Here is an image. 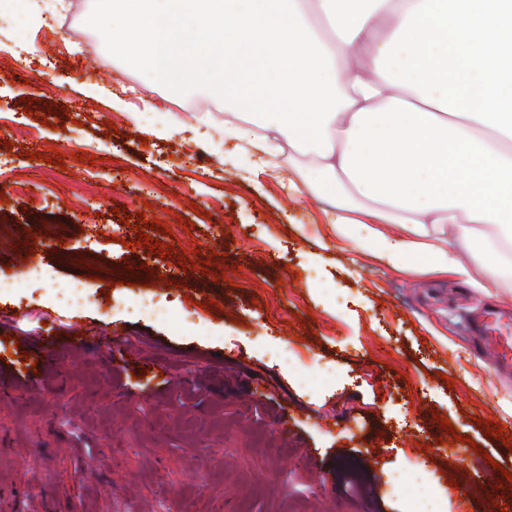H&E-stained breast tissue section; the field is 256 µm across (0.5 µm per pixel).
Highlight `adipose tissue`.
<instances>
[{
	"instance_id": "ef3b65f1",
	"label": "adipose tissue",
	"mask_w": 512,
	"mask_h": 512,
	"mask_svg": "<svg viewBox=\"0 0 512 512\" xmlns=\"http://www.w3.org/2000/svg\"><path fill=\"white\" fill-rule=\"evenodd\" d=\"M112 51L211 95L256 172L304 159L291 194L399 270L512 288V0H104Z\"/></svg>"
}]
</instances>
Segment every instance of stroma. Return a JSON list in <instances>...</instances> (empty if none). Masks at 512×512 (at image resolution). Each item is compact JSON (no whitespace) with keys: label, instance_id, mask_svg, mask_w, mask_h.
Masks as SVG:
<instances>
[{"label":"stroma","instance_id":"35a3bbf8","mask_svg":"<svg viewBox=\"0 0 512 512\" xmlns=\"http://www.w3.org/2000/svg\"><path fill=\"white\" fill-rule=\"evenodd\" d=\"M111 31L99 0H70L49 27L0 16V182L47 200L0 202V371L26 382L0 399V512H407L416 497L485 512L512 473V372L468 320L512 296L475 265L402 272L354 249L328 204L289 197L287 157L253 175L223 113L128 66ZM32 98L48 125L26 115ZM49 148L63 166L26 158ZM116 202L167 224L192 268L132 246ZM34 239L41 281L16 262ZM213 252L221 267L201 272ZM76 283L87 300L70 306ZM76 317L94 341L25 363L31 337Z\"/></svg>","mask_w":512,"mask_h":512}]
</instances>
